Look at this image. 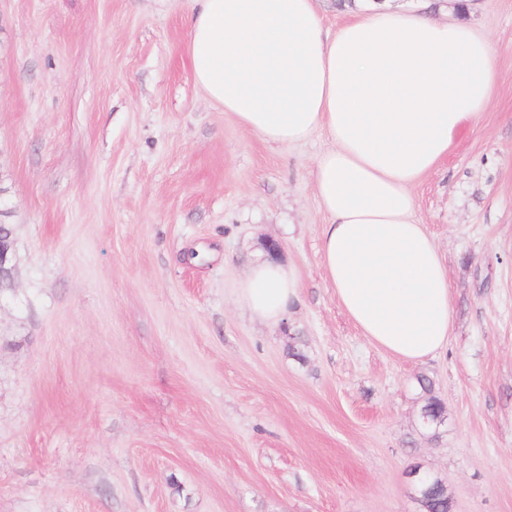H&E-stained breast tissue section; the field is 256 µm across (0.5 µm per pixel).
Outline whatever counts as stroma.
Here are the masks:
<instances>
[{"instance_id":"obj_1","label":"stroma","mask_w":512,"mask_h":512,"mask_svg":"<svg viewBox=\"0 0 512 512\" xmlns=\"http://www.w3.org/2000/svg\"><path fill=\"white\" fill-rule=\"evenodd\" d=\"M441 6L497 92L415 187L448 272L447 348L363 336L326 280L310 170L195 84L189 0H0V512H512V0ZM281 247L280 325L233 288ZM426 376L445 420L420 418ZM5 210L0 208V220L1 216H4ZM7 227V228H6ZM6 235V237H4ZM12 230L9 224L0 222V282L10 278L13 270L12 265ZM418 501L425 512H452V501L445 484L438 478L419 475L415 478Z\"/></svg>"}]
</instances>
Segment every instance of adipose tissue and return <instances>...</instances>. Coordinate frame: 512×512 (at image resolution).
<instances>
[{
  "label": "adipose tissue",
  "instance_id": "adipose-tissue-1",
  "mask_svg": "<svg viewBox=\"0 0 512 512\" xmlns=\"http://www.w3.org/2000/svg\"><path fill=\"white\" fill-rule=\"evenodd\" d=\"M189 57L206 96L265 141L327 135L311 178L330 286L380 348L414 362L438 355L452 332L448 274L413 189L495 96L488 36L378 0L332 32L315 0H192ZM297 292L295 270L271 258L235 290L265 323Z\"/></svg>",
  "mask_w": 512,
  "mask_h": 512
}]
</instances>
